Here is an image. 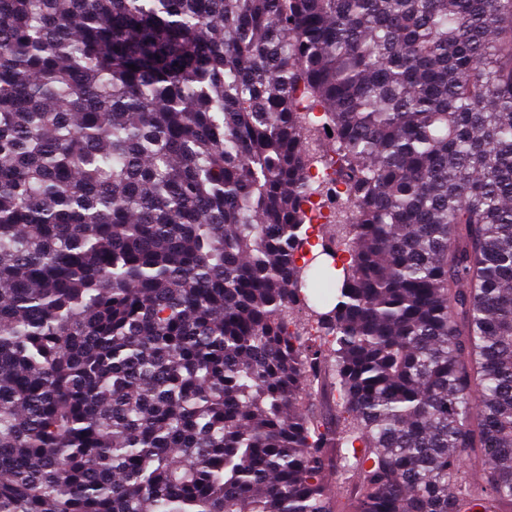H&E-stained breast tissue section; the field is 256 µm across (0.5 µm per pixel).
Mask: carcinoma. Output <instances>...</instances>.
I'll list each match as a JSON object with an SVG mask.
<instances>
[{
  "mask_svg": "<svg viewBox=\"0 0 512 512\" xmlns=\"http://www.w3.org/2000/svg\"><path fill=\"white\" fill-rule=\"evenodd\" d=\"M332 473L512 506V0H0V512H338ZM311 174L318 180L322 186L329 188L328 196H317L308 204V238L309 244L301 255V262H308L313 256L311 240H318L324 224H331L336 220V202L344 197L345 187L341 183L336 184V162L327 165L320 164L311 169ZM336 191L340 192L336 198ZM312 245V246H311ZM326 388H328V386L325 385L321 393L317 396V399L314 401L312 409L321 420L332 427H336V425L342 423L343 416L346 415L338 413L336 409V402H333L331 398L325 400L323 393Z\"/></svg>",
  "mask_w": 512,
  "mask_h": 512,
  "instance_id": "obj_1",
  "label": "carcinoma"
}]
</instances>
